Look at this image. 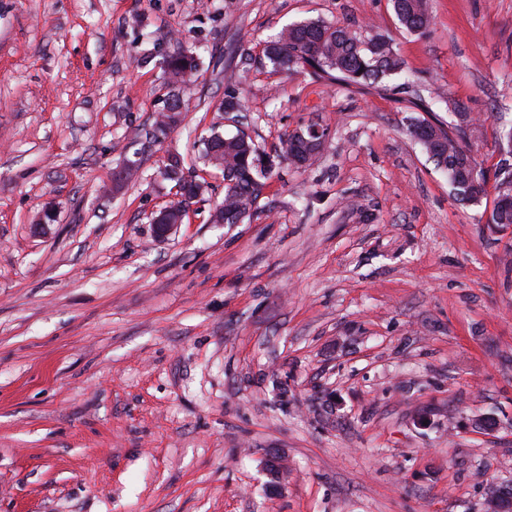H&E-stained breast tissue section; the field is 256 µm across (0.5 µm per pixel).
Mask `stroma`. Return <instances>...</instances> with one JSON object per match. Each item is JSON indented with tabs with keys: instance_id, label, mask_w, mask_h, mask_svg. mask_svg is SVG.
Here are the masks:
<instances>
[{
	"instance_id": "35a3bbf8",
	"label": "stroma",
	"mask_w": 512,
	"mask_h": 512,
	"mask_svg": "<svg viewBox=\"0 0 512 512\" xmlns=\"http://www.w3.org/2000/svg\"><path fill=\"white\" fill-rule=\"evenodd\" d=\"M428 6L414 35L390 0H0V512H486L512 486V225L454 199L408 101L257 62L293 22L378 25L444 92L427 120L470 113L485 167L512 163L491 117L512 0ZM181 46L198 71L156 143ZM311 123L298 170L285 140ZM240 128L278 163L245 223L215 224L200 143ZM171 153L207 189L159 241Z\"/></svg>"
}]
</instances>
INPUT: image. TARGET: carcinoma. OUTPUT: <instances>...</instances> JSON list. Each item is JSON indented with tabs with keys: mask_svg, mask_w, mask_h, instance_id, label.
Returning <instances> with one entry per match:
<instances>
[{
	"mask_svg": "<svg viewBox=\"0 0 512 512\" xmlns=\"http://www.w3.org/2000/svg\"><path fill=\"white\" fill-rule=\"evenodd\" d=\"M398 27L423 35L431 26L427 0H391ZM263 60L273 68L286 72L306 70L316 79L338 81L347 86H367L407 100L425 109L432 89L405 79L389 85L385 80L405 73L406 64L393 46V37L377 33L363 40L353 28L322 19H306L282 28L264 42ZM197 68L194 57L180 51L164 62V72L173 82L186 79ZM457 119L446 125L411 116L407 131L417 140L429 158L448 178L457 201L478 205L494 190L490 224H512V172L501 168L491 173L483 165L480 151L471 142L466 128L473 118L467 112L455 113ZM212 147L202 153L203 162L224 173V221L243 223L252 204L260 194L259 175L265 170L254 161L259 149L242 129L231 136L211 135ZM309 128L299 129L288 136V160L298 168L307 166L312 158L306 141Z\"/></svg>",
	"mask_w": 512,
	"mask_h": 512,
	"instance_id": "cac0c4a2",
	"label": "carcinoma"
}]
</instances>
